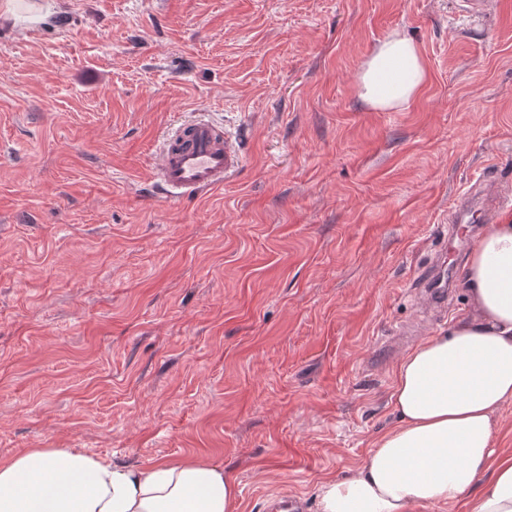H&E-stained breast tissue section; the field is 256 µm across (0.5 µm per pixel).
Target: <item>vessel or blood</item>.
<instances>
[{
	"mask_svg": "<svg viewBox=\"0 0 512 512\" xmlns=\"http://www.w3.org/2000/svg\"><path fill=\"white\" fill-rule=\"evenodd\" d=\"M242 166L235 140L205 119H195L169 128L163 135L154 182L161 196L178 204L223 187ZM501 202L497 186L484 194H463L450 217L454 224H489Z\"/></svg>",
	"mask_w": 512,
	"mask_h": 512,
	"instance_id": "obj_1",
	"label": "vessel or blood"
}]
</instances>
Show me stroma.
I'll use <instances>...</instances> for the list:
<instances>
[{"label":"stroma","instance_id":"35a3bbf8","mask_svg":"<svg viewBox=\"0 0 512 512\" xmlns=\"http://www.w3.org/2000/svg\"><path fill=\"white\" fill-rule=\"evenodd\" d=\"M428 81L381 111L393 31ZM205 113L244 162L180 204L152 182ZM512 195V0H0V457L79 448L234 467L240 512H318L394 422L393 372L484 179ZM428 81L419 46L393 31L381 40L358 74L360 98L375 109H397L418 97Z\"/></svg>","mask_w":512,"mask_h":512}]
</instances>
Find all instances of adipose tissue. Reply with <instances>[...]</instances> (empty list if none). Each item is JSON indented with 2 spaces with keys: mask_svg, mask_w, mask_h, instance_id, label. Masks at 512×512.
<instances>
[{
  "mask_svg": "<svg viewBox=\"0 0 512 512\" xmlns=\"http://www.w3.org/2000/svg\"><path fill=\"white\" fill-rule=\"evenodd\" d=\"M428 81L401 31L381 40L358 74L361 99L397 109ZM462 285L471 317L414 346L394 370V424L348 476L316 485L319 512H512V450L498 411L512 402V211L476 240ZM239 481L199 456L148 465L76 448L0 458V512H239Z\"/></svg>",
  "mask_w": 512,
  "mask_h": 512,
  "instance_id": "1",
  "label": "adipose tissue"
}]
</instances>
